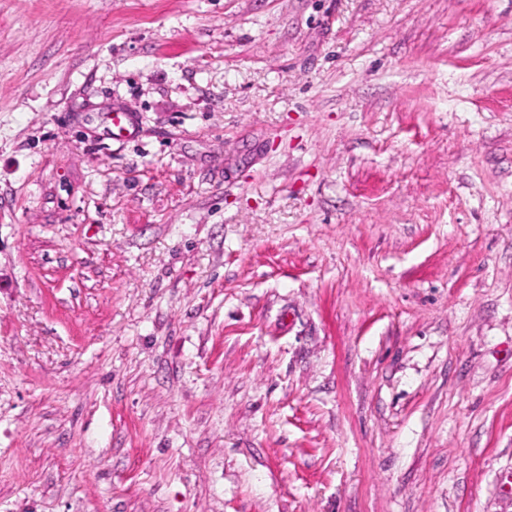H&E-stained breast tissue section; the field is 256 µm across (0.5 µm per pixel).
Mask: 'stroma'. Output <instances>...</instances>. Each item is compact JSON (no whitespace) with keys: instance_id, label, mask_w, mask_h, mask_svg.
Returning <instances> with one entry per match:
<instances>
[{"instance_id":"stroma-1","label":"stroma","mask_w":512,"mask_h":512,"mask_svg":"<svg viewBox=\"0 0 512 512\" xmlns=\"http://www.w3.org/2000/svg\"><path fill=\"white\" fill-rule=\"evenodd\" d=\"M0 512H512V0H0Z\"/></svg>"}]
</instances>
